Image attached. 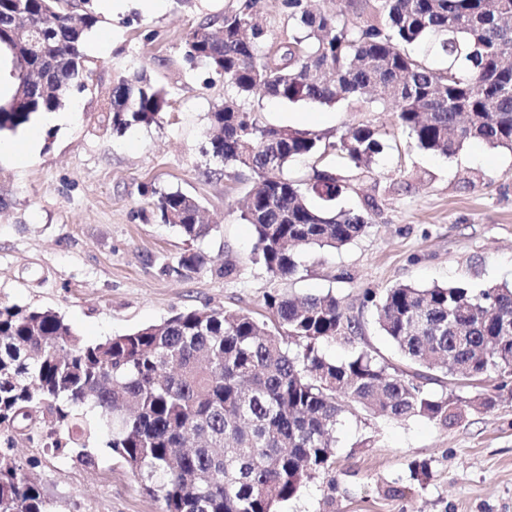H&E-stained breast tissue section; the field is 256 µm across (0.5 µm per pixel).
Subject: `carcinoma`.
I'll return each instance as SVG.
<instances>
[{"instance_id":"1","label":"carcinoma","mask_w":512,"mask_h":512,"mask_svg":"<svg viewBox=\"0 0 512 512\" xmlns=\"http://www.w3.org/2000/svg\"><path fill=\"white\" fill-rule=\"evenodd\" d=\"M288 32L266 45L258 0L224 13L213 31L200 24L185 56L224 75V105L211 113L212 157L253 175L241 219L254 254L275 279L301 267L297 247H342L365 217L338 210L349 189L338 174L288 177L296 158L334 156L359 168L382 152L385 133L350 126L334 135L268 125L246 107L253 96L289 103L379 104L420 148L443 156L471 141L512 149V0H359L358 20L314 12L308 0H282ZM91 13L70 0H0V47L12 59L15 89L0 104V132L61 109L90 71L84 34ZM166 93L141 71L119 79L105 112L123 133L157 120ZM317 198L314 204L311 198ZM151 205L160 222L189 238L210 232L203 209L178 191ZM177 273L231 278L201 252L180 256ZM376 322L408 372L360 345L362 325L342 298L274 290L269 317L188 309L159 324L84 341L51 309L0 304V439L35 442L48 452L97 465L99 440L161 501V512H276L302 484L330 470L336 424L348 411L448 427L465 404L484 409L497 396H437L428 371L445 366L473 387L491 373L496 390L512 379V286L388 288ZM326 343L348 349L337 361ZM0 512H49L34 478L0 454Z\"/></svg>"}]
</instances>
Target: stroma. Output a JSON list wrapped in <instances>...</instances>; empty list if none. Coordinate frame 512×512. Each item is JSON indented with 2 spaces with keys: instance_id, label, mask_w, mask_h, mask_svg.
<instances>
[{
  "instance_id": "obj_1",
  "label": "stroma",
  "mask_w": 512,
  "mask_h": 512,
  "mask_svg": "<svg viewBox=\"0 0 512 512\" xmlns=\"http://www.w3.org/2000/svg\"><path fill=\"white\" fill-rule=\"evenodd\" d=\"M239 3L120 0L106 15L100 0H80L77 13L92 12L97 22L85 33L86 87L66 105L72 120L53 127L33 120L6 136L17 153L0 156V303L53 309L97 342L194 308L262 319L265 295L278 288L330 292L359 318L363 345L400 365L366 291L512 283V150L474 141L444 157L396 130L392 113L378 105L249 99L274 125L386 132L374 164L338 168L351 189L336 205L363 212L365 232L336 250L303 249L296 276L271 278L253 262V231L240 217L252 172L207 151L224 78L184 53L191 29L220 27ZM141 68L167 104L157 122L113 133L104 112L112 88ZM176 190L201 201L211 225L205 237L187 241L157 219L153 192ZM190 249L217 265L234 263L236 276L173 272ZM165 264L170 272H162ZM10 453L44 487L50 512H160L158 498L104 447L93 468L24 439ZM415 461L428 462L426 483L411 479ZM278 512H512V392L502 391L494 409L465 408L447 428L422 417L343 413L332 470L304 483Z\"/></svg>"
}]
</instances>
